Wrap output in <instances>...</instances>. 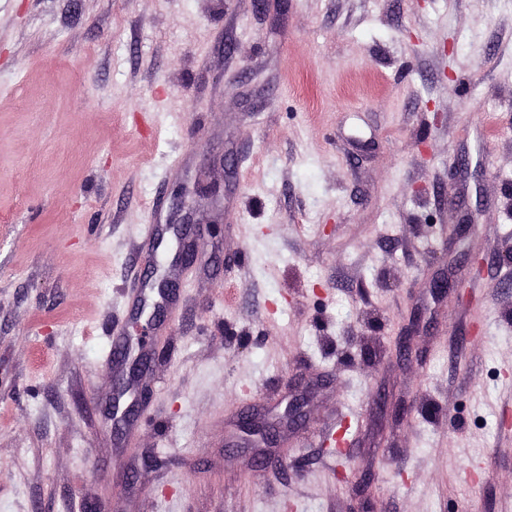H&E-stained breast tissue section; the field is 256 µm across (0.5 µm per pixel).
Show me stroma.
I'll return each mask as SVG.
<instances>
[{"label": "stroma", "mask_w": 512, "mask_h": 512, "mask_svg": "<svg viewBox=\"0 0 512 512\" xmlns=\"http://www.w3.org/2000/svg\"><path fill=\"white\" fill-rule=\"evenodd\" d=\"M183 223L116 437L112 339L177 249L143 227ZM297 389L256 465L239 415ZM363 499L512 512V0H0V512Z\"/></svg>", "instance_id": "35a3bbf8"}]
</instances>
